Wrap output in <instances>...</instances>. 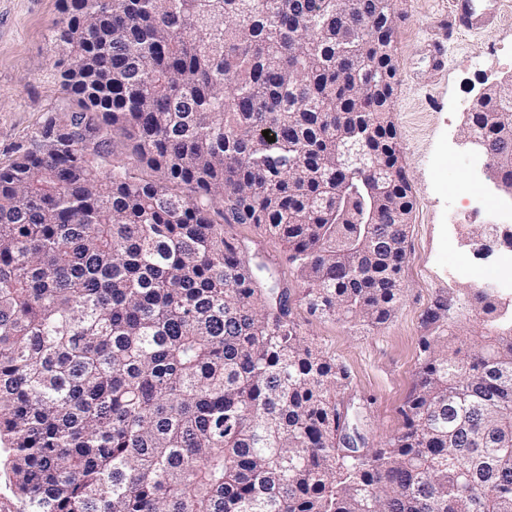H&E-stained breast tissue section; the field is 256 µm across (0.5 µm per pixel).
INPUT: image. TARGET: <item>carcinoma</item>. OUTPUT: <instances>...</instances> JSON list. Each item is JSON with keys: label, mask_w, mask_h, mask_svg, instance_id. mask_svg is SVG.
<instances>
[{"label": "carcinoma", "mask_w": 512, "mask_h": 512, "mask_svg": "<svg viewBox=\"0 0 512 512\" xmlns=\"http://www.w3.org/2000/svg\"><path fill=\"white\" fill-rule=\"evenodd\" d=\"M398 19V0L63 2L74 106L0 164L18 512H512V304L471 289L461 307L499 331L470 344L437 299L402 427L365 446L346 370L224 237L262 224L311 310L389 319L413 209L389 115ZM471 123L512 183V87ZM348 147L363 169L338 179Z\"/></svg>", "instance_id": "carcinoma-1"}]
</instances>
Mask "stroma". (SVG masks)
<instances>
[{
    "mask_svg": "<svg viewBox=\"0 0 512 512\" xmlns=\"http://www.w3.org/2000/svg\"><path fill=\"white\" fill-rule=\"evenodd\" d=\"M396 34L399 83L392 103L403 163L414 196L406 242L402 303L384 324L353 328L310 312L284 244L264 226L228 224L252 264H263V287H288V304L302 336L344 366L349 385L338 399L367 442L382 444L401 427L419 366V342L430 335L426 310L441 297L464 298L484 278L502 273L512 249L488 259L469 253L461 238L492 223L487 201L466 192L471 153L461 145L465 114L488 87L512 75V0L497 21L460 34L445 64L432 66L430 44L448 15L449 0H401ZM59 0H0V163L26 145L49 111L71 105L56 74L60 52L51 38ZM465 261L470 271L449 275Z\"/></svg>",
    "mask_w": 512,
    "mask_h": 512,
    "instance_id": "35a3bbf8",
    "label": "stroma"
}]
</instances>
